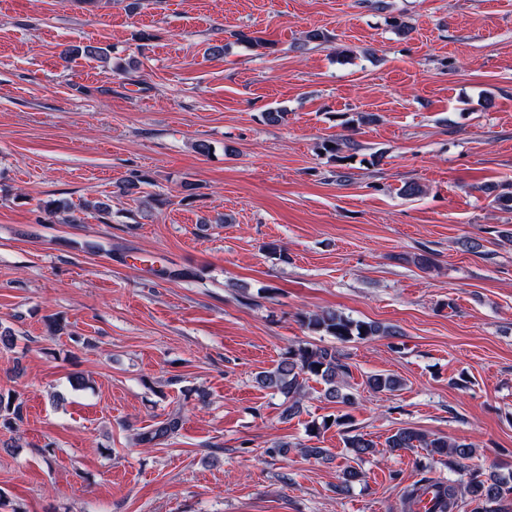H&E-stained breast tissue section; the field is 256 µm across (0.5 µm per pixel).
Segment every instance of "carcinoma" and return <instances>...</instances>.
Wrapping results in <instances>:
<instances>
[{
    "label": "carcinoma",
    "mask_w": 512,
    "mask_h": 512,
    "mask_svg": "<svg viewBox=\"0 0 512 512\" xmlns=\"http://www.w3.org/2000/svg\"><path fill=\"white\" fill-rule=\"evenodd\" d=\"M485 190L495 193L494 202L500 208L512 211L511 188L504 186L499 190L495 186H487ZM302 322L308 330L330 336L340 343L400 335L395 326L356 320L333 309L306 313L302 315ZM348 377L349 367L336 347L299 343L288 346L285 357L276 367L259 373L256 383L284 398L286 407L283 415L288 419L301 413L300 401L304 396L305 382L313 378L324 385V399L354 405L356 395L349 391ZM366 385L373 392H395L402 388L403 382L394 375L374 374L367 378ZM21 420L22 406H14L10 402L5 404L0 399V427L11 428ZM180 427V416L173 414L138 434L137 441L146 447L159 445L174 437ZM344 443L351 463L339 471L337 489L341 492L364 480L361 463L374 454L375 448L374 442L361 433L346 436ZM386 447L393 452L422 448L427 455L447 462L448 469L460 475L458 479L446 481L430 477L419 479L404 491L403 512H419L417 507L421 498L429 492L433 494V503L426 512H455L459 500L465 496L474 504L472 512H512V472L506 476L495 471L485 472L480 465L473 463L476 450L472 444L450 442L405 426L397 428L387 438Z\"/></svg>",
    "instance_id": "1"
}]
</instances>
